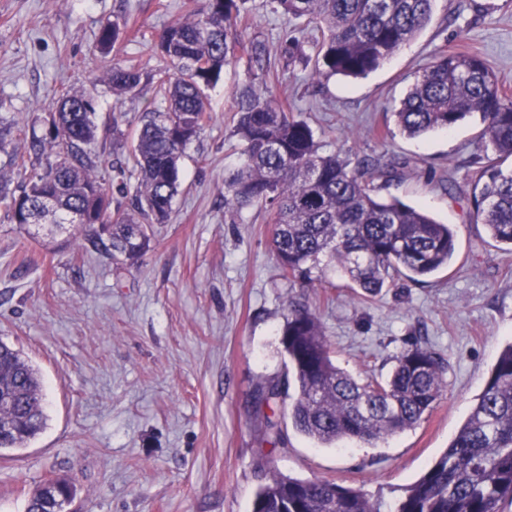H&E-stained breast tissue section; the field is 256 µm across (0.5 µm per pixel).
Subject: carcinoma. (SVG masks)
<instances>
[{
	"instance_id": "obj_1",
	"label": "carcinoma",
	"mask_w": 512,
	"mask_h": 512,
	"mask_svg": "<svg viewBox=\"0 0 512 512\" xmlns=\"http://www.w3.org/2000/svg\"><path fill=\"white\" fill-rule=\"evenodd\" d=\"M247 0H204L193 17L177 19L159 34L163 63L145 72L136 63L111 66L112 94L153 86L151 107L141 113L124 155L119 128L97 121L92 92L65 91L50 115L54 132L31 135L29 154L18 163L16 186L0 181V208L21 229L48 226L53 234L77 224L69 238H82L98 253L130 265L150 248L148 228L168 222L181 184L180 161L210 120L205 90L224 68L246 56L270 77L268 51L240 30ZM435 0H270L290 20L322 29L315 59L318 75L365 76L378 69L430 20ZM119 23L101 25L98 52L118 42ZM287 64L309 61L299 37L281 42ZM235 132L243 142L238 168L226 181L224 209L260 207L272 224L271 245L284 277L305 278L321 259L336 267L360 297L378 295L394 279L419 281L447 266L456 234L421 209L377 195L397 173L393 164L363 159L350 166L338 154H323L309 123L288 96L252 86L237 94ZM479 114L481 137L493 154L483 158L475 181L476 222L512 253V92L498 84L476 53L440 52L419 73L400 107L396 125L409 137L449 129ZM112 137V159L96 145ZM52 139L56 149L46 150ZM109 163L115 186L96 175ZM280 345L297 386L289 417L318 447L341 440L370 444L417 425L443 395V366L431 351L413 346L394 357L383 380L359 379L331 360L316 315L291 306ZM0 451L25 448L46 422L38 370L20 351L0 340ZM276 384L257 389L253 403L270 406ZM512 505V343L499 354L466 420L433 465L388 512H505ZM252 512H382L366 494L330 481L270 474L258 489Z\"/></svg>"
}]
</instances>
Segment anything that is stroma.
Wrapping results in <instances>:
<instances>
[{"mask_svg": "<svg viewBox=\"0 0 512 512\" xmlns=\"http://www.w3.org/2000/svg\"><path fill=\"white\" fill-rule=\"evenodd\" d=\"M197 5L0 0V115L19 127L0 149V178L15 180V159L31 134H45L62 90L98 78L99 123L117 112L136 120L152 91L114 97L102 80L106 65L154 69L159 32ZM246 8L244 36L265 41L278 78L254 77L242 58L209 89L212 118L185 151L170 221L154 225L141 263L86 251L64 233L29 238L0 209V339L38 369L47 414L28 447L0 453V512H25L50 477L74 487L65 512H250L270 466L391 506L447 448L512 340V255L476 224L471 203L491 151L479 116L416 138L393 117L416 73L442 51L480 54L512 88V0H437L424 29L361 78L285 65L280 43L292 21L265 0ZM113 20L127 28L103 65L93 50L101 24ZM247 84L287 94L322 153L402 162L380 194L453 226L448 267L369 300L330 268L321 281L284 278L266 214L224 210V180L241 149L236 92ZM292 305L315 312L333 361L360 377L386 378L402 350L430 348L446 367L441 400L419 425L373 446H315L279 400L256 413L255 389L283 383L288 372L279 339ZM268 418L283 445L262 442Z\"/></svg>", "mask_w": 512, "mask_h": 512, "instance_id": "stroma-1", "label": "stroma"}]
</instances>
